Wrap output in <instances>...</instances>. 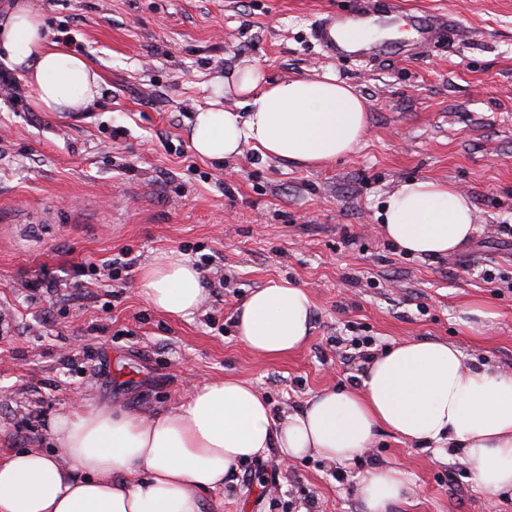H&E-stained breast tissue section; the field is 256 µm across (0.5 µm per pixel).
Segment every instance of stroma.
Here are the masks:
<instances>
[{
  "mask_svg": "<svg viewBox=\"0 0 512 512\" xmlns=\"http://www.w3.org/2000/svg\"><path fill=\"white\" fill-rule=\"evenodd\" d=\"M353 2L30 0L50 43L102 84L79 115L0 92V455L51 448L52 421L75 406L152 416L225 377L284 417L356 389L373 354L415 339L456 342L512 375V0H389L455 25L426 46L389 32L378 57L330 55L315 24ZM245 58L269 83L333 69L367 101L361 145L319 167L248 146L198 156L196 110ZM409 179L470 199L477 230L454 253L411 256L381 233L383 200ZM172 251L206 264L205 301L186 317L139 291L142 269ZM283 279L309 292L312 333L265 358L240 342L235 309ZM473 305L489 314L478 336L460 321ZM380 465L414 485L389 512H512V492L480 489L448 446L385 429L346 468L269 450L202 491L203 512H360V475Z\"/></svg>",
  "mask_w": 512,
  "mask_h": 512,
  "instance_id": "obj_1",
  "label": "stroma"
}]
</instances>
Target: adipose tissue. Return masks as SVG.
Here are the masks:
<instances>
[{"mask_svg":"<svg viewBox=\"0 0 512 512\" xmlns=\"http://www.w3.org/2000/svg\"><path fill=\"white\" fill-rule=\"evenodd\" d=\"M1 60L22 71L39 111L80 112L100 96L99 72L76 52L49 47L43 16L25 2L0 21ZM218 92L198 109L190 133L194 151L211 160L239 156L248 145L265 158L320 166L352 153L367 133L365 99L330 69L269 84L245 60ZM224 96L234 104L222 105ZM381 218L385 237L416 257L451 253L476 230L469 198L433 179L399 183ZM140 293L180 317L204 299L197 267L174 251L143 270ZM312 309L304 288L272 283L239 305L237 336L261 356L288 355L309 341ZM359 384L356 392L317 393L282 421L235 378L206 382L176 409L148 419L81 406L54 420L52 449L0 457V512H201V491L222 488L226 475L269 449L346 467L382 428L459 450L487 492L512 489V375L458 344L417 340L371 359ZM413 494L392 466L373 467L359 482L364 512H388Z\"/></svg>","mask_w":512,"mask_h":512,"instance_id":"1","label":"adipose tissue"}]
</instances>
